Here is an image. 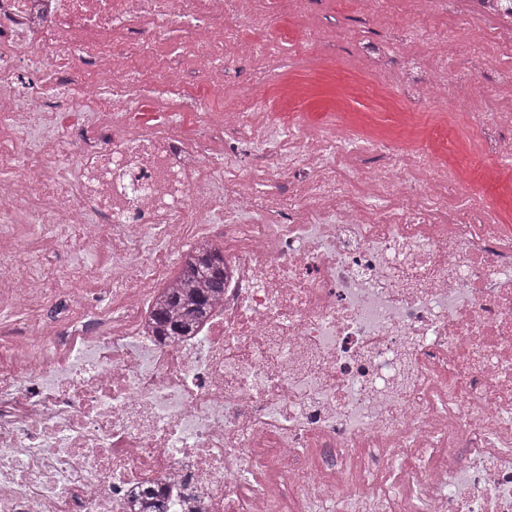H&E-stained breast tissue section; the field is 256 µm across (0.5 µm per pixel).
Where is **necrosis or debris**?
<instances>
[{"instance_id":"necrosis-or-debris-1","label":"necrosis or debris","mask_w":512,"mask_h":512,"mask_svg":"<svg viewBox=\"0 0 512 512\" xmlns=\"http://www.w3.org/2000/svg\"><path fill=\"white\" fill-rule=\"evenodd\" d=\"M242 0H0V512H512V224L416 134L359 180L349 132L224 97ZM180 46L164 51L172 33ZM182 111L140 120L144 101ZM463 121L512 164L493 112ZM250 147L285 197L249 188ZM224 292L151 312L200 244ZM112 270L63 268L64 247ZM64 296L71 316L42 311ZM336 169L341 173L348 174L355 169H377L382 162V157L375 153L366 152H336Z\"/></svg>"}]
</instances>
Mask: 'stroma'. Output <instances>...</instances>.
<instances>
[{
    "label": "stroma",
    "instance_id": "obj_1",
    "mask_svg": "<svg viewBox=\"0 0 512 512\" xmlns=\"http://www.w3.org/2000/svg\"><path fill=\"white\" fill-rule=\"evenodd\" d=\"M415 15L414 0L380 12L367 0H283L274 17L283 27L277 50L259 56L246 49L228 64L223 106L250 93L259 110L275 106L280 127H290L297 110L398 145L411 122L437 126L436 106L410 92L417 83H452L459 112L512 113V55L491 53L477 64L467 51L449 54L432 33L457 26L453 7L440 6L420 26ZM410 27L415 36L396 41L397 29Z\"/></svg>",
    "mask_w": 512,
    "mask_h": 512
}]
</instances>
